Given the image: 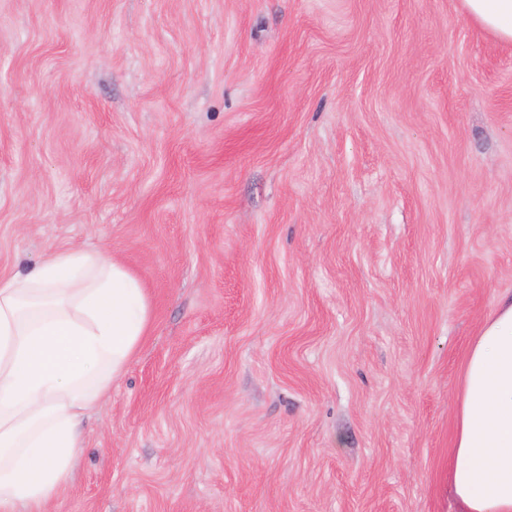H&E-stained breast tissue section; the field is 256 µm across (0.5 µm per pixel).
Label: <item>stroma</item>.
Here are the masks:
<instances>
[{
	"mask_svg": "<svg viewBox=\"0 0 512 512\" xmlns=\"http://www.w3.org/2000/svg\"><path fill=\"white\" fill-rule=\"evenodd\" d=\"M73 245L152 319L47 512H457L512 46L459 0H0V276Z\"/></svg>",
	"mask_w": 512,
	"mask_h": 512,
	"instance_id": "35a3bbf8",
	"label": "stroma"
}]
</instances>
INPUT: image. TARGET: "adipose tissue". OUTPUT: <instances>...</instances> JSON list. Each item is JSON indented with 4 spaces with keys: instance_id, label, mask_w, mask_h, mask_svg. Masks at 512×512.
I'll list each match as a JSON object with an SVG mask.
<instances>
[{
    "instance_id": "ef3b65f1",
    "label": "adipose tissue",
    "mask_w": 512,
    "mask_h": 512,
    "mask_svg": "<svg viewBox=\"0 0 512 512\" xmlns=\"http://www.w3.org/2000/svg\"><path fill=\"white\" fill-rule=\"evenodd\" d=\"M460 3L512 45V0ZM150 324L141 279L101 252L71 246L0 277V512H44L59 494ZM449 480L462 512H512V293L467 351Z\"/></svg>"
}]
</instances>
